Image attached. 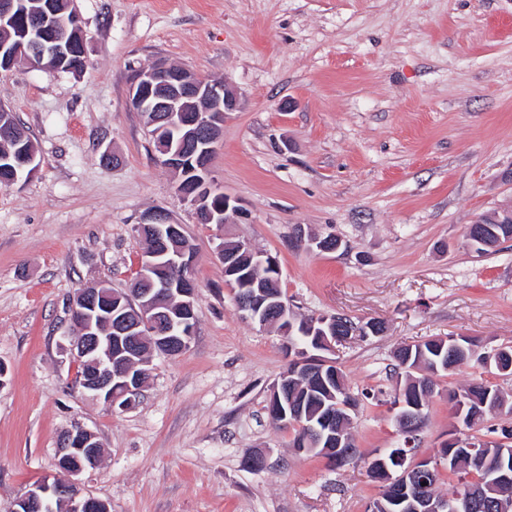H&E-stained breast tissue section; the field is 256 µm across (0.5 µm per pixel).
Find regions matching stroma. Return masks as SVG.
Listing matches in <instances>:
<instances>
[{"instance_id":"35a3bbf8","label":"stroma","mask_w":512,"mask_h":512,"mask_svg":"<svg viewBox=\"0 0 512 512\" xmlns=\"http://www.w3.org/2000/svg\"><path fill=\"white\" fill-rule=\"evenodd\" d=\"M82 73L19 64L0 73V106L34 143L39 168L0 186V512L57 470L59 436L79 423L102 446L79 481L112 512H365L367 473L399 442L387 404L352 422L357 456L337 467L297 451L266 411L288 365L276 327L244 320L224 283V235L275 256L296 318L384 321L334 353L353 393L392 394V354L430 336L512 347V242L467 244L478 217L512 208V0H76ZM164 60L230 81L212 163L240 224L198 223L156 157L128 80ZM106 152L120 165L103 164ZM183 225L196 252L189 348L151 359L136 404L111 410L76 387L69 302L88 282L128 288L151 211ZM336 234L322 253L296 226ZM477 363L438 377L417 457L458 423L449 391ZM264 452L260 471L246 458ZM335 234H328L324 237H307L303 232L301 226H297L295 241L300 245H307L309 249H316L320 252H334L337 251L342 242L336 237V243L334 244Z\"/></svg>"}]
</instances>
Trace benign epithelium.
<instances>
[{"label":"benign epithelium","instance_id":"benign-epithelium-1","mask_svg":"<svg viewBox=\"0 0 512 512\" xmlns=\"http://www.w3.org/2000/svg\"><path fill=\"white\" fill-rule=\"evenodd\" d=\"M29 14L26 0H0V20L12 24ZM23 39L10 48L0 44V59L3 67L11 69L20 60L42 62L48 53H56L66 59L72 54V43L64 44L44 29L22 28ZM129 97L140 112L152 113L150 125L160 122L176 128L182 133L175 149H165L159 155L162 163L177 171L194 176L195 196L184 195V199L196 206V214H203L207 222L230 224L242 209L237 200L224 196V212L211 210L208 199L213 192L207 187L215 144L223 130L224 117L239 108L235 88L226 80L215 82L200 77L194 72L174 67L163 60L151 67L135 72L129 81ZM13 166L16 183L26 174H34L39 166L36 153L23 151L5 157ZM147 223L154 229V244L141 256L138 281L143 282L151 271L179 268L191 270L195 255L184 250L170 252L167 241L182 234V225L171 224L162 212H151ZM296 243L320 252H334L342 242L330 233L324 237H307L302 228L296 229ZM217 256L224 262V269L233 278L224 279L225 286L244 288L246 292L234 296L241 315L261 326L268 324L269 315L286 321L292 316L290 308L281 301L272 300L263 289L262 282L249 274L241 273L235 255L220 244ZM193 281L185 276L178 293L184 297L183 310L172 315L156 311V304L148 298L151 290L141 292L138 306L129 310L112 309V292H103L101 285H88L72 298L69 306L71 359L83 367L80 387L103 401L110 409L131 408L142 385L150 374L146 354L140 352L142 338L149 337L152 350L169 356L183 353L190 346L194 335L191 299ZM340 327L322 316L321 320H305L300 334L321 336V343L331 349L333 337ZM399 417L421 427L422 414L417 406L405 403L396 405ZM325 429L312 428L319 438L327 440V446L336 451V460L341 462L349 453L348 440L334 420L324 422ZM100 443L95 434L84 426L75 425L66 431L58 443V473L35 483L27 493L17 499L10 512H31L33 509L51 507L59 501L65 505L64 512H110L108 504L84 491L77 476L100 461ZM396 467H383L385 472L386 502L396 503L400 512H459L472 509L473 496L469 488L452 497H438L422 492L419 483L422 474L429 471L428 461L394 456Z\"/></svg>","mask_w":512,"mask_h":512}]
</instances>
